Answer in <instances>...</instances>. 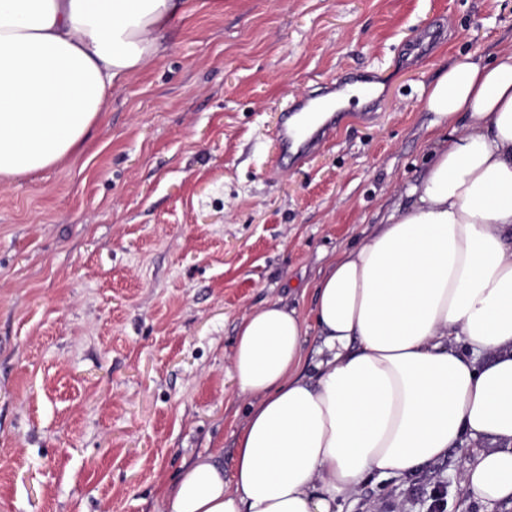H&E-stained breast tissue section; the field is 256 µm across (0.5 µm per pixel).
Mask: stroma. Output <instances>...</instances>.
<instances>
[{
    "mask_svg": "<svg viewBox=\"0 0 512 512\" xmlns=\"http://www.w3.org/2000/svg\"><path fill=\"white\" fill-rule=\"evenodd\" d=\"M159 43L77 151L0 183V512H156L185 462L232 466L241 317L309 311L330 257L403 202L424 88L511 46L512 0H189ZM357 70L374 107L277 166L288 104ZM468 460L368 481L343 512H426L444 479L446 512H512L461 495Z\"/></svg>",
    "mask_w": 512,
    "mask_h": 512,
    "instance_id": "stroma-1",
    "label": "stroma"
}]
</instances>
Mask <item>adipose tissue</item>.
I'll list each match as a JSON object with an SVG mask.
<instances>
[{"instance_id":"1","label":"adipose tissue","mask_w":512,"mask_h":512,"mask_svg":"<svg viewBox=\"0 0 512 512\" xmlns=\"http://www.w3.org/2000/svg\"><path fill=\"white\" fill-rule=\"evenodd\" d=\"M185 11L0 0V182L78 149ZM424 108L434 147L410 205L329 259L310 316L279 300L242 316L233 467L186 463L157 512H341L369 477L411 479L466 445L461 493L512 506V48L457 57Z\"/></svg>"}]
</instances>
